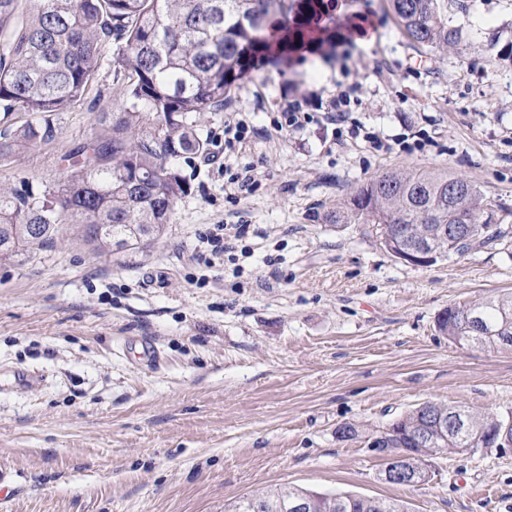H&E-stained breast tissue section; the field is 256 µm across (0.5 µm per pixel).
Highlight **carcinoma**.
Here are the masks:
<instances>
[{
  "instance_id": "carcinoma-1",
  "label": "carcinoma",
  "mask_w": 512,
  "mask_h": 512,
  "mask_svg": "<svg viewBox=\"0 0 512 512\" xmlns=\"http://www.w3.org/2000/svg\"><path fill=\"white\" fill-rule=\"evenodd\" d=\"M401 29L415 45L439 50L455 44L448 0H389ZM286 0H0V120L16 112L29 119L0 130V160L37 149L56 134L54 120L83 102L101 68V50L115 45L124 70L119 106L100 112L90 139L59 158L63 177L0 191V261L41 250L63 233L82 235L100 251L157 239L176 203L191 186L180 161L207 151L196 114L224 107L247 74L251 59L278 45L265 39L267 18ZM494 205L466 179L439 170L392 171L361 184L329 219L369 224L384 247L399 230L421 234L434 224L462 226L484 237ZM442 258L471 244L450 236ZM474 326L445 311L438 331L458 344L512 341V294L470 304ZM490 417L469 413V445ZM419 417L394 419L401 443L412 447ZM307 497L308 512H372L366 497L280 489L244 497L227 512H269L267 505Z\"/></svg>"
}]
</instances>
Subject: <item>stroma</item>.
I'll return each mask as SVG.
<instances>
[{
    "mask_svg": "<svg viewBox=\"0 0 512 512\" xmlns=\"http://www.w3.org/2000/svg\"><path fill=\"white\" fill-rule=\"evenodd\" d=\"M290 25L362 15L344 56L284 50L252 62L223 110L198 119L206 154L151 245L59 241L0 261V464L18 493L0 512H224L291 486L405 503L410 512H512V450L445 452L417 485L386 482L370 436L431 401L512 411V349L459 345L448 307L512 292V0H448L460 45L417 48L387 0H337ZM315 91L303 129L282 92ZM346 119L331 120L338 93ZM250 133L224 150V125ZM95 113L0 166V190L59 176ZM382 141L373 149L370 140ZM435 168L497 204L505 239L429 266L400 261L361 224L328 216L387 171ZM251 173L242 191L229 174ZM244 224L237 257L206 264L198 235ZM160 354L141 359L144 346ZM353 425L356 437H339Z\"/></svg>",
    "mask_w": 512,
    "mask_h": 512,
    "instance_id": "obj_1",
    "label": "stroma"
}]
</instances>
